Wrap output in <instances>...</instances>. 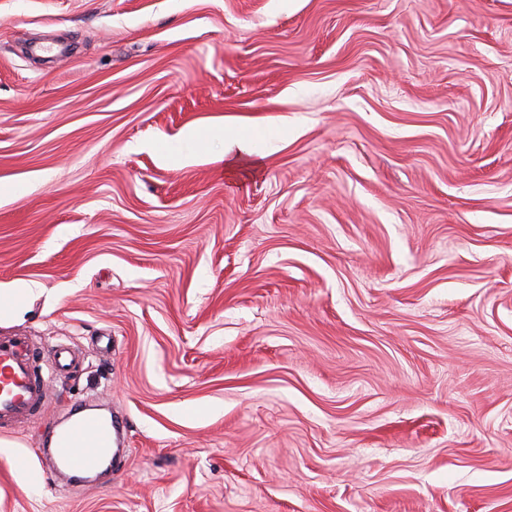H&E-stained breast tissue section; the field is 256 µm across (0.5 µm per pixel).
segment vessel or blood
Segmentation results:
<instances>
[{
  "instance_id": "b4317fda",
  "label": "vessel or blood",
  "mask_w": 512,
  "mask_h": 512,
  "mask_svg": "<svg viewBox=\"0 0 512 512\" xmlns=\"http://www.w3.org/2000/svg\"><path fill=\"white\" fill-rule=\"evenodd\" d=\"M56 364L48 370L35 368V358L26 337L0 340V430L17 421L38 415L44 407V393L59 369L69 366L67 350L55 352ZM117 427L93 416L75 419L64 431L52 455L53 472L72 481L77 474L91 473L114 461Z\"/></svg>"
}]
</instances>
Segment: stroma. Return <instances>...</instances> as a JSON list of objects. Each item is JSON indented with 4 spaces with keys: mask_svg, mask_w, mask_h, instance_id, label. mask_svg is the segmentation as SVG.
<instances>
[{
    "mask_svg": "<svg viewBox=\"0 0 512 512\" xmlns=\"http://www.w3.org/2000/svg\"><path fill=\"white\" fill-rule=\"evenodd\" d=\"M1 189L0 512H512V0H0ZM279 136L280 133L263 135L260 145L258 140L251 135L224 129V159L255 155L262 157L266 150L273 147ZM34 363L25 336L0 340V431L42 411L45 389L58 373L56 367L37 370ZM117 427L101 422L93 416L75 419L64 431L61 441L52 454V471L71 482L78 473H91L106 461L112 468L115 461L113 443Z\"/></svg>",
    "mask_w": 512,
    "mask_h": 512,
    "instance_id": "obj_1",
    "label": "stroma"
}]
</instances>
